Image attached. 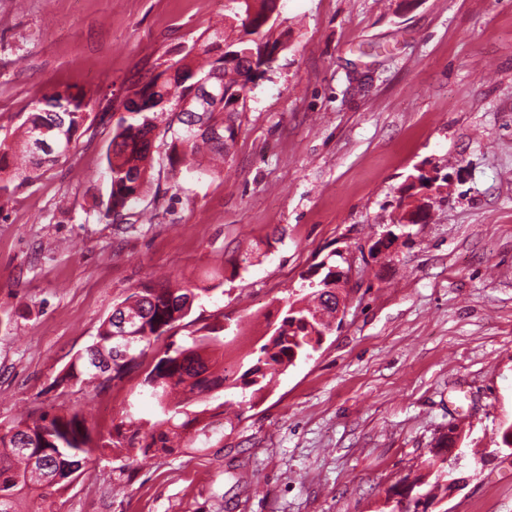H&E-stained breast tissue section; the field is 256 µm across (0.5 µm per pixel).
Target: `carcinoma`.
<instances>
[{"mask_svg": "<svg viewBox=\"0 0 512 512\" xmlns=\"http://www.w3.org/2000/svg\"><path fill=\"white\" fill-rule=\"evenodd\" d=\"M279 13L274 0H225L224 27L213 30L199 45L170 63L135 89L131 96L140 101L137 109L120 113L112 139L105 153V175L110 184L107 200L97 203L103 218L126 212L143 200L153 180L148 163L154 147V131L164 122L163 135L168 171L177 174L179 168L196 161L207 153L226 156L236 142L239 115L245 111L251 84L264 78L272 66L259 59L261 48H288V29H280ZM220 66L224 72V106L210 112H175L173 105L192 89L197 78ZM90 101L67 89H52L31 104L24 121L23 140L7 143L0 140V173L22 156L28 159L25 179L38 177L47 163L68 156L76 135L82 128ZM51 130L53 149L34 158V144L42 129ZM218 129L223 140L214 142L207 131ZM322 272L315 277V286L308 293L312 304L304 299L288 303L280 319L272 324L271 334L253 352V359L229 388L238 390L240 403L254 404L276 377L296 366L314 350L312 335L328 329L329 319L336 312V294L324 286L337 266L336 252L320 261ZM217 285L201 288H143L127 295L121 304L131 317L126 336L111 339L116 331L114 315L101 323L94 343L112 357V380H120L139 364L147 351L161 339L171 337L176 324L188 317L194 299ZM224 349V326L204 325L180 344L171 341L161 355L155 357L143 380L150 413L138 421H120L112 426L102 447L118 451L137 446L144 456L153 452L171 454L181 435L201 422L208 409H195L208 401L212 393L224 388L228 377L224 371L212 372L211 355ZM96 365L87 358H74L59 378L61 384H83L97 379ZM132 428L126 435L124 427ZM34 435L48 453L43 465H31V456L17 447V437ZM89 429L78 415L71 417L44 414L36 420L16 419L0 424V512H20L21 502L29 496L43 500L49 495L43 486L53 475L58 477L53 494L62 495L70 487L66 470L85 468L89 461ZM453 439L448 433L440 436L428 460L432 470L448 461V448ZM427 474L419 473L414 480L403 479V485L391 489L408 496L426 484Z\"/></svg>", "mask_w": 512, "mask_h": 512, "instance_id": "cac0c4a2", "label": "carcinoma"}]
</instances>
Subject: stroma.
<instances>
[{
    "instance_id": "35a3bbf8",
    "label": "stroma",
    "mask_w": 512,
    "mask_h": 512,
    "mask_svg": "<svg viewBox=\"0 0 512 512\" xmlns=\"http://www.w3.org/2000/svg\"><path fill=\"white\" fill-rule=\"evenodd\" d=\"M291 32L248 94L221 174H171L118 232L105 152L131 91L202 42L222 0H0V140L47 90L85 95L87 127L33 180L12 169L0 208V423L126 419L144 367L60 386L72 357L134 289L199 285L239 366L302 276L353 261L349 306L312 358L254 407L224 405L171 454L121 470L93 447L62 496L22 512H390L385 488L462 431L464 485L439 512H512V0H280ZM448 179L426 223L370 248L418 168Z\"/></svg>"
}]
</instances>
